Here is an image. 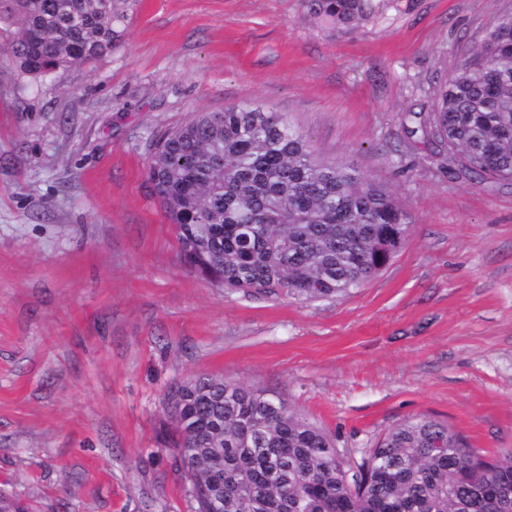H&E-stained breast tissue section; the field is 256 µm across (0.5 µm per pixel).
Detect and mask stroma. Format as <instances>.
Wrapping results in <instances>:
<instances>
[{
  "label": "stroma",
  "mask_w": 512,
  "mask_h": 512,
  "mask_svg": "<svg viewBox=\"0 0 512 512\" xmlns=\"http://www.w3.org/2000/svg\"><path fill=\"white\" fill-rule=\"evenodd\" d=\"M139 0L110 52L33 78L0 55V493L28 512H192L163 401L196 375L265 390L336 448L415 416L512 448V184L449 172L430 109L512 0ZM249 102L386 184L405 247L342 297L234 293L190 271L151 139ZM368 0H310V8L327 25H352L363 19Z\"/></svg>",
  "instance_id": "1"
}]
</instances>
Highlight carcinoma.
Returning a JSON list of instances; mask_svg holds the SVG:
<instances>
[{
    "label": "carcinoma",
    "mask_w": 512,
    "mask_h": 512,
    "mask_svg": "<svg viewBox=\"0 0 512 512\" xmlns=\"http://www.w3.org/2000/svg\"><path fill=\"white\" fill-rule=\"evenodd\" d=\"M8 2L20 25L8 56L39 77L111 51L130 0ZM310 8L349 26L367 0ZM407 122L410 137L445 149L449 170L512 182V16ZM147 175L186 261L229 291L341 297L407 241V212L384 185L322 159L271 109L195 115L151 141ZM166 409L195 512H512V449L488 458L431 417L400 421L357 460L280 397L226 378L177 384Z\"/></svg>",
    "instance_id": "obj_1"
}]
</instances>
